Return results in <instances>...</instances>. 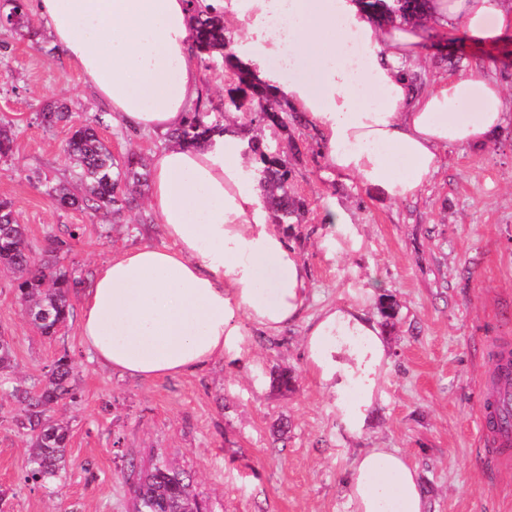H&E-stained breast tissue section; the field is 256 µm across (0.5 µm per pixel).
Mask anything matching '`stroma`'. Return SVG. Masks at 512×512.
Segmentation results:
<instances>
[{"label": "stroma", "instance_id": "35a3bbf8", "mask_svg": "<svg viewBox=\"0 0 512 512\" xmlns=\"http://www.w3.org/2000/svg\"><path fill=\"white\" fill-rule=\"evenodd\" d=\"M32 24V40L0 27V123L15 137L13 156L0 160V198L12 200L34 248L79 227L58 263L89 277L112 254L166 240L149 209L150 186H127L132 204L120 223L55 208L45 195L49 185H76L64 151L70 126L105 107L45 23ZM407 69L420 90L474 72L498 79L512 100V42L433 43ZM204 75L209 98L201 110L227 112L234 69L218 58ZM56 103L67 105L71 124L43 128L38 113ZM100 135L118 158L134 153L147 162L164 145L114 115ZM260 136L287 157L291 187L307 206L288 231L310 275L304 320L276 333L249 328L239 358L140 380L101 367L81 343L78 319L53 338L40 336L11 276L0 271V336L15 343L13 378L40 383L63 353L76 373L75 398L52 411L73 432L65 469L42 488L23 480L20 407L0 384L5 512H133L124 476L131 461L141 470L163 461L185 472L206 512H349V467L366 448L409 458L429 512H512V464L486 463L477 413L492 387L487 339L512 337V117L487 144L444 152L423 192L400 203L330 172L303 123L265 127ZM331 202L349 213L361 238L357 250L333 254L325 245L323 212ZM358 302L379 318L392 364L365 431L351 436L336 418L333 395L310 372L302 340L306 318L323 306ZM284 371L295 377L287 391L273 382Z\"/></svg>", "mask_w": 512, "mask_h": 512}]
</instances>
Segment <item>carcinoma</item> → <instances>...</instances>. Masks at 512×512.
<instances>
[{
	"label": "carcinoma",
	"mask_w": 512,
	"mask_h": 512,
	"mask_svg": "<svg viewBox=\"0 0 512 512\" xmlns=\"http://www.w3.org/2000/svg\"><path fill=\"white\" fill-rule=\"evenodd\" d=\"M426 0H367L366 7L376 20L417 21L424 15ZM4 27L25 33L30 38L37 31L28 16L26 0H19L7 13ZM229 39L224 21L207 12H198L193 18L192 55L199 61L224 55ZM238 74L236 95L231 105L246 112L249 124L261 126L270 123L286 126L288 111L283 109L277 95ZM68 118L66 106L53 105L38 114L40 124L53 127ZM95 125L75 128L68 140L66 152L78 167L79 188L64 184L52 185L45 193L67 208L92 214L101 211L117 218L131 205L122 190L129 180L147 181L145 164L131 153L120 159L98 134L106 117L98 114ZM224 130V118L200 120L194 112L179 130L176 141L188 146L202 143ZM14 134L9 125L0 126V157L13 152ZM247 151L260 163L259 186L269 205L272 219L277 224H293L299 220L304 203L291 190V171L283 156L257 136L247 141ZM0 266L12 274L13 287L28 320L43 337L53 338L73 316L72 298L84 287L85 280L71 272L35 256L29 243L26 227L18 223L12 201L0 199ZM15 363L14 343L0 338V374L12 369ZM74 368L68 354L60 355L40 388H29L21 383L12 386L11 396L22 406L17 420L26 436L25 469L23 479L33 486H44L54 480L65 467L66 449L71 441V428L52 418L50 412L72 394ZM134 481L139 512H203L202 503L191 489L184 474L166 464H157L146 473L136 471L129 463Z\"/></svg>",
	"instance_id": "obj_1"
}]
</instances>
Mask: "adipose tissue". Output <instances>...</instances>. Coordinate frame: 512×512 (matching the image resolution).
<instances>
[{
  "instance_id": "ef3b65f1",
  "label": "adipose tissue",
  "mask_w": 512,
  "mask_h": 512,
  "mask_svg": "<svg viewBox=\"0 0 512 512\" xmlns=\"http://www.w3.org/2000/svg\"><path fill=\"white\" fill-rule=\"evenodd\" d=\"M92 93L132 130L166 136L202 99L191 59L192 12L229 18L236 55L319 136L328 167L373 197L416 198L443 150L488 141L504 123L493 79L451 74L415 92L408 63L429 35L494 45L512 32L502 0H428L420 22L371 19L362 0H30ZM235 128L152 156L149 205L169 244L121 251L82 293L80 339L103 367L141 379L195 373L241 352L243 326L278 332L309 299L300 254L272 221ZM384 330L362 305L312 318L308 366L335 397L346 433L367 426L390 363ZM352 512H428L403 454L367 448L352 461Z\"/></svg>"
}]
</instances>
